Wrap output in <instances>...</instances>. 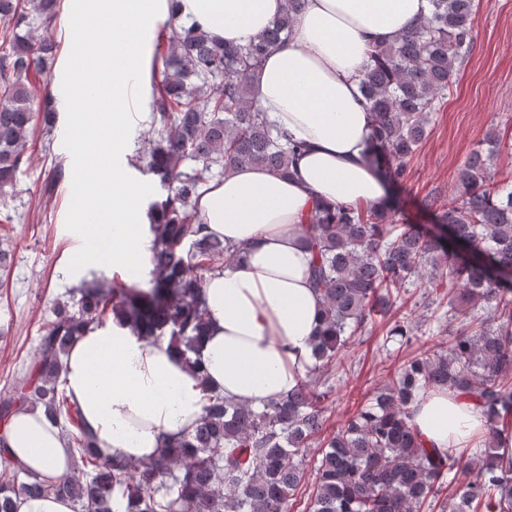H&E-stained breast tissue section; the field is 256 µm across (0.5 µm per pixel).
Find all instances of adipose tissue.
<instances>
[{"mask_svg": "<svg viewBox=\"0 0 512 512\" xmlns=\"http://www.w3.org/2000/svg\"><path fill=\"white\" fill-rule=\"evenodd\" d=\"M95 24L112 40L96 57L98 84L125 111L141 74L130 39L142 19L178 17L229 44L266 29L284 0H99ZM430 0H304L295 35L269 54L253 97L269 119L306 143L289 176L247 165L211 182L199 199L203 232L244 247V264L206 276L208 330L200 355L208 387L259 409L294 389L313 362L322 301L310 285L306 221L319 204L372 206L386 195L367 161L372 127L360 85L371 50L393 42L431 13ZM67 394L97 451L133 462L153 458L163 436L192 433L203 392L167 340H144L107 322L80 337L65 358ZM485 419L472 402L442 390L420 400L412 423L428 447H465ZM9 459L57 479L74 459L41 410L24 407L0 427Z\"/></svg>", "mask_w": 512, "mask_h": 512, "instance_id": "1", "label": "adipose tissue"}]
</instances>
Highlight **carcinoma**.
Listing matches in <instances>:
<instances>
[{
  "mask_svg": "<svg viewBox=\"0 0 512 512\" xmlns=\"http://www.w3.org/2000/svg\"><path fill=\"white\" fill-rule=\"evenodd\" d=\"M57 2L0 0V32L9 39L0 51V200L28 161L35 127H53L52 99L35 98L32 78L51 70L56 45L30 30L54 18ZM301 2L285 0L271 25L243 45H226L170 14L160 35L167 53L154 57L162 79L152 94L153 130L137 149L143 171L165 189L148 206V287L84 281L73 289L76 300L54 307L32 370L0 398V425L26 405L42 408L83 468L51 480L15 466L0 481V512L50 493L79 503L81 512H290L305 479L302 449L314 440L323 451L304 512H512V456L498 453L501 438L512 436V186L494 183L480 152L459 170L458 197L439 214L443 231L432 237L398 223L384 202L315 210L308 243L323 309L312 366L295 389L260 410L206 385L197 357L208 329L204 274L244 261L246 252L201 235L197 204L215 175L250 164L285 176L305 150L275 131L252 97L255 73L292 34ZM474 2L431 0L426 20L370 54L361 80L373 116L368 160L388 182L407 177L456 62L473 48ZM449 284L448 325H439L452 336L448 346L403 359L388 384L325 435L323 369L341 362L366 323L396 307L402 289L425 288L432 297ZM110 319L143 339H167L205 394L194 432L164 439L148 461L98 453L77 405L58 388L78 337ZM439 390L459 392L485 414L479 467L461 462L453 448L427 447L414 429L415 403ZM450 473L448 502L440 496Z\"/></svg>",
  "mask_w": 512,
  "mask_h": 512,
  "instance_id": "carcinoma-1",
  "label": "carcinoma"
}]
</instances>
